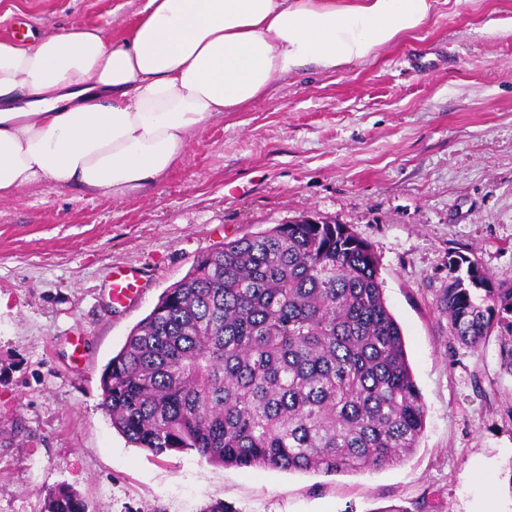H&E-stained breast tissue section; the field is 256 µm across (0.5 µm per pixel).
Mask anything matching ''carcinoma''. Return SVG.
Instances as JSON below:
<instances>
[{
    "instance_id": "1",
    "label": "carcinoma",
    "mask_w": 512,
    "mask_h": 512,
    "mask_svg": "<svg viewBox=\"0 0 512 512\" xmlns=\"http://www.w3.org/2000/svg\"><path fill=\"white\" fill-rule=\"evenodd\" d=\"M439 305L512 377V286L459 252ZM112 428L155 456L358 472L418 447L426 407L371 246L345 224H276L202 255L101 377ZM48 512H85L61 489Z\"/></svg>"
}]
</instances>
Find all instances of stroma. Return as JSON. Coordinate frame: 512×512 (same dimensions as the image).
<instances>
[{"label":"stroma","mask_w":512,"mask_h":512,"mask_svg":"<svg viewBox=\"0 0 512 512\" xmlns=\"http://www.w3.org/2000/svg\"><path fill=\"white\" fill-rule=\"evenodd\" d=\"M146 0H0V39L93 25L121 38ZM316 214L373 248L426 404L418 448L367 472H283L153 456L103 412L100 378L203 253ZM512 285V0H440L374 59L307 70L195 134L145 191L28 185L0 197V512H512V377L496 343L453 340L448 254ZM141 291L112 301L113 268ZM85 359L72 358L73 338ZM481 377L487 394L474 387ZM48 512H85L77 494L71 490L61 489L51 499Z\"/></svg>","instance_id":"1"}]
</instances>
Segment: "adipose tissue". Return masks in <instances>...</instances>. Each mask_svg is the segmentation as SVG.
I'll return each mask as SVG.
<instances>
[{
	"label": "adipose tissue",
	"mask_w": 512,
	"mask_h": 512,
	"mask_svg": "<svg viewBox=\"0 0 512 512\" xmlns=\"http://www.w3.org/2000/svg\"><path fill=\"white\" fill-rule=\"evenodd\" d=\"M438 0H147L118 40L72 26L0 40V195L43 184L120 198L278 78L371 58Z\"/></svg>",
	"instance_id": "1"
}]
</instances>
